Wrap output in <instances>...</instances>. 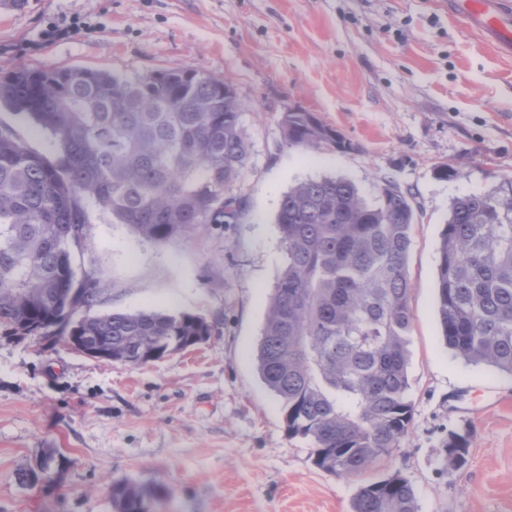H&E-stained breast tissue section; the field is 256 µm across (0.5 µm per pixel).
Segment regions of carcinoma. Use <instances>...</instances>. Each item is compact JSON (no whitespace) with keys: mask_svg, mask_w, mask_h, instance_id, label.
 Instances as JSON below:
<instances>
[{"mask_svg":"<svg viewBox=\"0 0 512 512\" xmlns=\"http://www.w3.org/2000/svg\"><path fill=\"white\" fill-rule=\"evenodd\" d=\"M224 86L191 67L127 78L20 66L0 78V107L25 115L57 146L49 157L0 125L1 338L36 336L62 317L90 204L160 245L239 223L250 144L242 104ZM282 125L291 146L349 147L312 112L290 108ZM415 220L413 195L386 177L373 203L336 176L300 181L279 201L286 263L272 289L258 370L282 404L288 436L309 440L314 465L328 474H362L410 428L407 260ZM438 253L444 344L512 376L511 175L453 200ZM81 287L86 315L58 330L55 343L144 366L211 335L210 322L188 312H96L108 289L91 267ZM469 456V434L450 432L448 467L466 468ZM49 474L41 463L18 480L35 485ZM168 492L111 486L119 512H145ZM352 512H418V505L409 482L394 474L360 487Z\"/></svg>","mask_w":512,"mask_h":512,"instance_id":"1","label":"carcinoma"}]
</instances>
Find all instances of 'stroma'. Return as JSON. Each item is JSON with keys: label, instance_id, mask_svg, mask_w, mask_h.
<instances>
[{"label": "stroma", "instance_id": "35a3bbf8", "mask_svg": "<svg viewBox=\"0 0 512 512\" xmlns=\"http://www.w3.org/2000/svg\"><path fill=\"white\" fill-rule=\"evenodd\" d=\"M86 29L42 43L50 23ZM127 76L188 66L229 81L251 145L240 223L157 245L89 207L76 266L110 288L103 312L185 311L210 338L142 367L64 343L0 340V512H116L112 484H167L154 512H352L364 482L398 473L419 512H512V376L454 358L436 310L438 246L452 201L512 174V58L449 17L442 0H29L0 6V76L17 66ZM314 113L347 150L288 145L281 117ZM458 170L441 175L442 166ZM346 178L374 200L381 177L413 194L408 377L399 448L362 476L316 468L288 437L257 368L284 263L275 215L297 181ZM470 460L443 461L449 431ZM62 464L29 488L19 470Z\"/></svg>", "mask_w": 512, "mask_h": 512}]
</instances>
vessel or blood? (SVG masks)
<instances>
[{
    "instance_id": "obj_1",
    "label": "vessel or blood",
    "mask_w": 512,
    "mask_h": 512,
    "mask_svg": "<svg viewBox=\"0 0 512 512\" xmlns=\"http://www.w3.org/2000/svg\"><path fill=\"white\" fill-rule=\"evenodd\" d=\"M448 11L500 53L512 56V0H448Z\"/></svg>"
}]
</instances>
